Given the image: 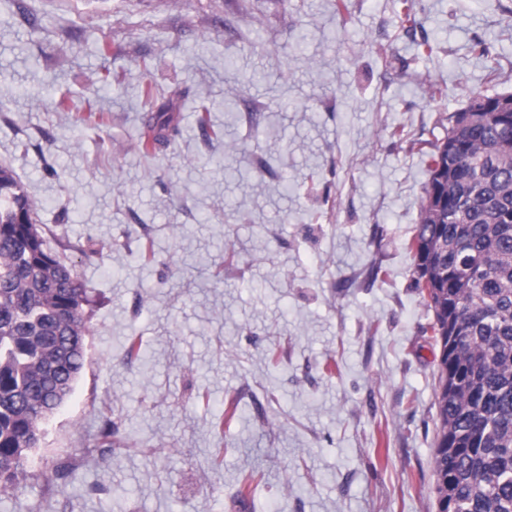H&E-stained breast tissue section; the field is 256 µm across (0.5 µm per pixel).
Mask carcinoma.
Wrapping results in <instances>:
<instances>
[{
  "label": "carcinoma",
  "instance_id": "obj_1",
  "mask_svg": "<svg viewBox=\"0 0 512 512\" xmlns=\"http://www.w3.org/2000/svg\"><path fill=\"white\" fill-rule=\"evenodd\" d=\"M476 95L434 145L416 235V288L439 346L438 512H512V123ZM168 116L141 134L174 137ZM34 206L0 165V496L22 486L40 425L85 367L86 289L53 254Z\"/></svg>",
  "mask_w": 512,
  "mask_h": 512
}]
</instances>
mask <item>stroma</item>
I'll return each instance as SVG.
<instances>
[{
    "label": "stroma",
    "mask_w": 512,
    "mask_h": 512,
    "mask_svg": "<svg viewBox=\"0 0 512 512\" xmlns=\"http://www.w3.org/2000/svg\"><path fill=\"white\" fill-rule=\"evenodd\" d=\"M400 7L0 0V164L89 297L85 368L0 512H436L432 313L406 244L450 115L512 93V0H413L411 31ZM146 84L180 133L144 155ZM107 421L111 456L75 458ZM71 462L66 492L45 482Z\"/></svg>",
    "instance_id": "1"
}]
</instances>
